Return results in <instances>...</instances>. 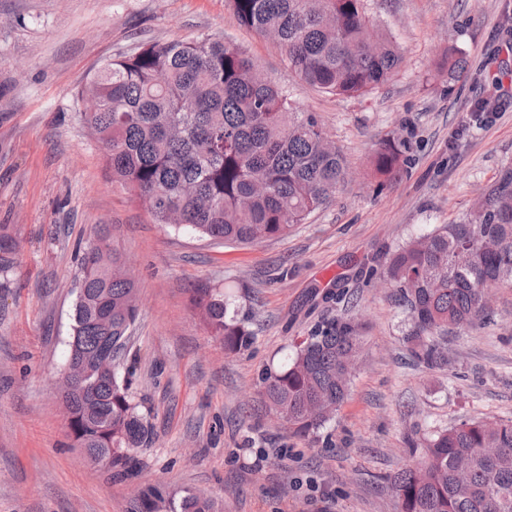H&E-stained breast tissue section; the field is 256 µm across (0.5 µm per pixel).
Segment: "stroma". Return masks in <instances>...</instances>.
Returning a JSON list of instances; mask_svg holds the SVG:
<instances>
[{"label":"stroma","instance_id":"obj_1","mask_svg":"<svg viewBox=\"0 0 512 512\" xmlns=\"http://www.w3.org/2000/svg\"><path fill=\"white\" fill-rule=\"evenodd\" d=\"M403 62L383 87L347 97L289 78L277 44L242 26L232 0H0V224L19 251L0 276V512H134L159 486L224 512H399L391 478L413 432L462 419L512 420V287L494 324L449 337L446 364L407 355L406 313L369 267L458 220L512 164V0H366ZM220 36L316 113L348 174L288 235L214 243L155 223L105 168L79 91L106 60L151 43ZM466 72L453 69L455 60ZM495 99L479 115L475 103ZM406 163L385 182L372 157L390 138ZM139 289L131 394L151 441L130 477L84 460L58 390L80 256L98 235ZM233 296L251 345L225 351L189 302ZM354 319L363 350L334 418L306 438L265 407L262 373L324 321Z\"/></svg>","mask_w":512,"mask_h":512}]
</instances>
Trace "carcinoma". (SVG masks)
Segmentation results:
<instances>
[{
  "instance_id": "cac0c4a2",
  "label": "carcinoma",
  "mask_w": 512,
  "mask_h": 512,
  "mask_svg": "<svg viewBox=\"0 0 512 512\" xmlns=\"http://www.w3.org/2000/svg\"><path fill=\"white\" fill-rule=\"evenodd\" d=\"M240 23L275 31L288 75L326 93L358 96L385 85L399 68L393 42L374 31L363 0H234ZM87 87L99 99L81 113L105 147L112 180L125 186L153 220L201 237L251 244L303 224L345 180L342 154L311 112L294 111L287 92L255 78L254 64L220 37L152 43L102 64ZM404 143L376 154L377 173L392 181ZM18 243L0 225V273ZM127 261L103 243L81 257L61 382L67 428L85 458L117 476L136 470L149 439L134 403L132 373L118 367L138 310ZM381 278L399 292L407 314L408 356L433 368L446 362L448 332L487 324L488 285L512 283V165L458 221L411 239L388 254ZM192 304L224 350L249 346L252 332L221 292L201 287ZM363 345L353 319L317 326L291 359L262 374L268 408L306 437L332 419L346 399ZM415 463L393 487L400 512H512V420H463L409 439ZM136 512H223L210 498L175 499L144 491Z\"/></svg>"
}]
</instances>
